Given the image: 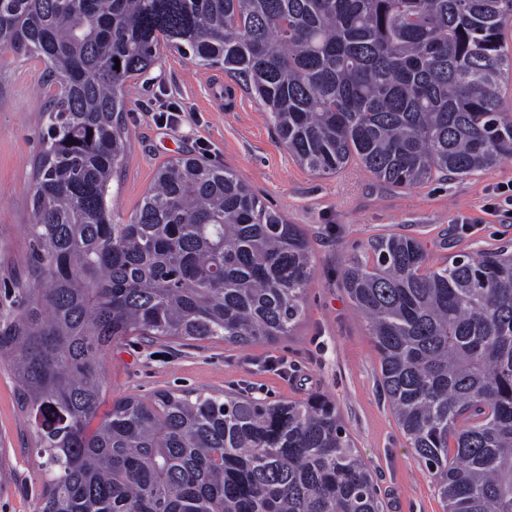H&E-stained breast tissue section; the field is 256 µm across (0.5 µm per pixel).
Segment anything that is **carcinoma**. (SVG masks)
<instances>
[{
	"label": "carcinoma",
	"instance_id": "cac0c4a2",
	"mask_svg": "<svg viewBox=\"0 0 512 512\" xmlns=\"http://www.w3.org/2000/svg\"><path fill=\"white\" fill-rule=\"evenodd\" d=\"M510 25L512 0H0V50L40 59L58 88L40 115L24 270L0 274V365L43 459L37 512H383L323 396L164 390L98 417L112 345L277 343L314 269L297 225L191 155L115 221L125 85L165 44L224 70L300 166L355 161L414 189L512 157ZM370 249L343 287L444 512H512V251L432 269L412 236Z\"/></svg>",
	"mask_w": 512,
	"mask_h": 512
}]
</instances>
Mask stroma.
Returning a JSON list of instances; mask_svg holds the SVG:
<instances>
[{"label": "stroma", "instance_id": "obj_1", "mask_svg": "<svg viewBox=\"0 0 512 512\" xmlns=\"http://www.w3.org/2000/svg\"><path fill=\"white\" fill-rule=\"evenodd\" d=\"M44 65L0 51V261L27 251L32 166L39 151ZM125 165L110 196L116 219L139 206L156 169L191 154L237 172L269 207L299 225L312 249L314 274L293 336L269 345L173 342L132 337L104 358L100 413L115 399L160 390L233 391L268 400L330 397L358 453L371 468L385 512H443L435 486L410 448L380 382L368 327L343 287V271L370 243L392 233L423 245L430 266L477 248L512 245V159L467 178L412 190L384 185L357 164L333 176L300 166L259 105L223 70L196 66L163 51L146 74L127 84ZM174 111L179 121L164 123ZM33 425L21 413L14 384L0 370V512H35L39 459Z\"/></svg>", "mask_w": 512, "mask_h": 512}]
</instances>
